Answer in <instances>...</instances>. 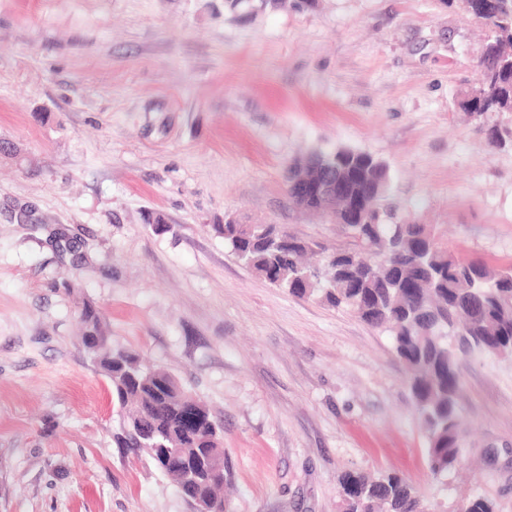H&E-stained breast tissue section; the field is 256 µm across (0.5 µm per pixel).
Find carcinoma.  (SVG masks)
Masks as SVG:
<instances>
[{
    "label": "carcinoma",
    "mask_w": 512,
    "mask_h": 512,
    "mask_svg": "<svg viewBox=\"0 0 512 512\" xmlns=\"http://www.w3.org/2000/svg\"><path fill=\"white\" fill-rule=\"evenodd\" d=\"M478 15L490 29L479 66L481 83L464 94L466 112H512V0H477ZM279 0H224L233 13L255 14ZM334 164L350 175L353 194L367 207L351 218L336 203L356 248L329 250L289 234L277 224H215L231 253L269 284L297 297L317 298L343 308L389 333L396 357L428 438L426 459L442 482L459 463V397L464 361L474 355L512 359V267L492 271L478 262H462L436 242L423 224L380 220L387 166L367 152L338 147L313 151L288 164V193L293 183L318 178ZM82 345L107 379L120 415L112 435L116 447L156 459L157 446L178 448L192 457L202 448L224 463L223 430L210 407L195 401L187 419L182 400L189 394L167 369L151 364L139 351L115 345L91 301L80 311ZM199 490L225 504L220 495L226 477L208 481L197 471ZM340 512H445L423 503L418 490L394 471H347L339 478ZM460 512H496L485 496L473 495Z\"/></svg>",
    "instance_id": "carcinoma-1"
}]
</instances>
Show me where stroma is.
Returning a JSON list of instances; mask_svg holds the SVG:
<instances>
[{"instance_id":"stroma-1","label":"stroma","mask_w":512,"mask_h":512,"mask_svg":"<svg viewBox=\"0 0 512 512\" xmlns=\"http://www.w3.org/2000/svg\"><path fill=\"white\" fill-rule=\"evenodd\" d=\"M487 31L446 0H315L252 17L224 0H0V512H193L119 417L79 341L113 343L204 400L229 512H336L346 471L396 470L454 512H512V361L462 368L461 462L431 476L387 333L289 295L214 225L279 224L337 247L286 169L348 146L383 161L394 220L512 266V112L468 115ZM65 236H58V229Z\"/></svg>"}]
</instances>
